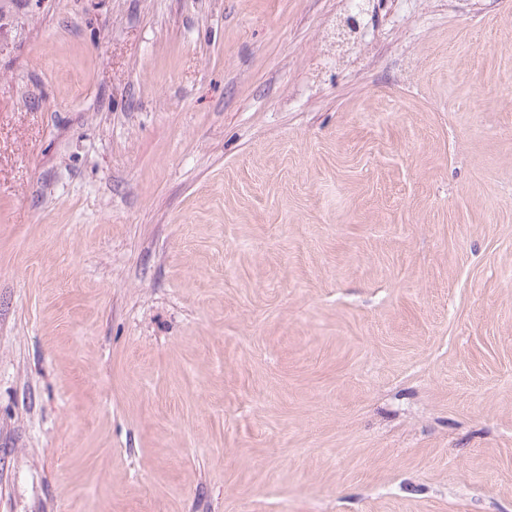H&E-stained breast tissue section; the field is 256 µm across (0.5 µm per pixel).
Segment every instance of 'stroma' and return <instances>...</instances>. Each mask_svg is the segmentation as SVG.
<instances>
[{
	"label": "stroma",
	"mask_w": 512,
	"mask_h": 512,
	"mask_svg": "<svg viewBox=\"0 0 512 512\" xmlns=\"http://www.w3.org/2000/svg\"><path fill=\"white\" fill-rule=\"evenodd\" d=\"M0 0V512H512V0Z\"/></svg>",
	"instance_id": "stroma-1"
}]
</instances>
